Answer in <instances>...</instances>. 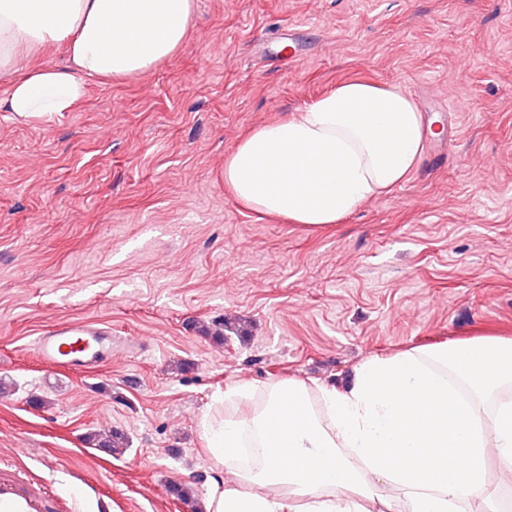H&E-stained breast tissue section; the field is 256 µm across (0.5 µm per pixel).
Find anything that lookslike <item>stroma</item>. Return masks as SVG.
<instances>
[{
  "label": "stroma",
  "instance_id": "obj_1",
  "mask_svg": "<svg viewBox=\"0 0 512 512\" xmlns=\"http://www.w3.org/2000/svg\"><path fill=\"white\" fill-rule=\"evenodd\" d=\"M195 4L150 73L90 80L47 122L0 112V458L52 512H201L215 395L229 417L301 381L318 412L368 359L512 338V0ZM287 33L305 54L279 64ZM353 79L431 103L408 179L323 226L233 202L239 140ZM65 320L117 359L41 363ZM111 432L124 455L87 440Z\"/></svg>",
  "mask_w": 512,
  "mask_h": 512
}]
</instances>
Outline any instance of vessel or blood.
<instances>
[{
    "instance_id": "1",
    "label": "vessel or blood",
    "mask_w": 512,
    "mask_h": 512,
    "mask_svg": "<svg viewBox=\"0 0 512 512\" xmlns=\"http://www.w3.org/2000/svg\"><path fill=\"white\" fill-rule=\"evenodd\" d=\"M34 350L46 364L88 369L111 354L112 339L93 325L67 321L37 337ZM48 508L46 485L21 477L14 465L0 460V512H47Z\"/></svg>"
}]
</instances>
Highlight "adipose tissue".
I'll use <instances>...</instances> for the list:
<instances>
[{
	"label": "adipose tissue",
	"mask_w": 512,
	"mask_h": 512,
	"mask_svg": "<svg viewBox=\"0 0 512 512\" xmlns=\"http://www.w3.org/2000/svg\"><path fill=\"white\" fill-rule=\"evenodd\" d=\"M193 0H0V71H20L0 110L17 121L74 109L88 79L149 72L185 41ZM64 46L63 67L23 53ZM429 127L404 89L350 80L261 126L224 159L231 198L297 224L338 223L419 165ZM512 386V341L487 339L372 358L351 387L324 391V415L292 383L242 420L205 415L201 437L218 464L237 465L255 432L256 465L213 480L205 512H499L488 470L512 474V400L482 424L484 400Z\"/></svg>",
	"instance_id": "obj_1"
}]
</instances>
